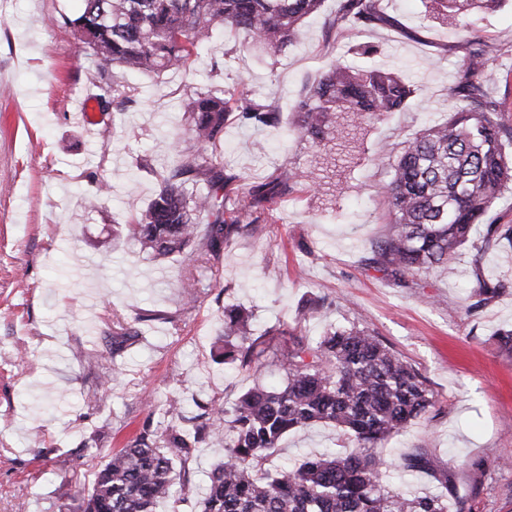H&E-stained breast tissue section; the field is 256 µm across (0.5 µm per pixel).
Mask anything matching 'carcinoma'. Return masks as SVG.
<instances>
[{"instance_id": "obj_1", "label": "carcinoma", "mask_w": 512, "mask_h": 512, "mask_svg": "<svg viewBox=\"0 0 512 512\" xmlns=\"http://www.w3.org/2000/svg\"><path fill=\"white\" fill-rule=\"evenodd\" d=\"M79 14L61 16L72 29L94 72L104 80L100 102L124 98L116 75L128 69L158 73L190 66L221 25L242 37L241 47L279 53L324 0H82ZM439 24L467 28L476 10L495 11L503 0H430ZM330 27L341 31L392 26L383 0H339ZM488 47L466 42L456 81L448 87V119L402 141L383 187L388 199L387 233L372 246L368 265L396 286L451 265L496 200L512 190V124L485 85ZM413 93L401 75L381 68L362 70L330 64L307 81L294 107L297 130L315 148L309 169L288 171V180L314 188L329 203L342 190L374 119L400 110ZM237 112L256 125L279 128L271 104L235 91L223 97L196 91L184 120L187 144L173 143V165L147 209L123 225L127 237L155 257L187 254L192 266H213L224 245L252 231L274 204L262 189L229 198L221 162L224 122ZM205 213L210 222L194 223ZM512 236V225L489 224L479 250ZM190 252H185L188 246ZM474 308L499 296L501 282L476 273ZM252 312L240 304L223 307L214 361L238 371H256L268 361L285 374L270 390L257 383L228 408L216 399L197 404L204 414L186 428L181 397L172 395L162 432L146 425L125 447L112 452L90 490L79 489L81 512H156L173 496L175 467H186L201 444L222 450L209 473L200 512H448L440 497L406 496L384 484L386 463L375 448L403 431L433 406L421 373L364 327L326 332L312 343L301 321L256 332ZM141 338L131 322H117L112 343L94 353L112 366ZM332 423L351 439L343 454H312L298 466L266 467L290 431Z\"/></svg>"}]
</instances>
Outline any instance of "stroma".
Masks as SVG:
<instances>
[{"label": "stroma", "instance_id": "1", "mask_svg": "<svg viewBox=\"0 0 512 512\" xmlns=\"http://www.w3.org/2000/svg\"><path fill=\"white\" fill-rule=\"evenodd\" d=\"M384 5L394 26L342 33L329 26L338 0H324L274 58L242 49L238 36L217 29L189 68L151 77L125 72L126 99L90 127L73 114L99 82L61 22L80 11L81 0H0V512H59L64 504L79 512L74 487L91 486L102 464L86 449L122 448L146 424L163 430L169 393L183 398L191 417L196 401L230 403L257 382L280 387L276 365L252 375L215 363L222 307L251 309L261 331L298 319L314 300L320 313L303 324L310 340L331 325L368 327L434 395L425 415L378 448L389 485L452 505L463 500L471 512H512V355L495 339L512 327V240L484 253L474 247L486 224H512V191L475 227L452 271L399 288L365 263L386 233L387 149L446 119L468 36L490 49L488 86L512 111V0L493 13H472L467 33L439 26L425 0ZM364 43L377 54H358ZM331 61L403 69L415 91L401 110L371 123L333 204L289 188L268 224L225 246L219 273L205 275L190 301L179 287L182 257L152 259L121 232L158 191L173 142L186 137L190 94L247 91L275 102L288 123L303 85ZM261 137L268 148L259 155L253 143ZM313 152L299 134L267 133L233 116L224 126V173L249 187L308 166ZM144 157L150 164L142 168ZM478 270L506 289L471 313ZM159 313L175 315L177 324L156 321ZM116 314L142 317L143 336L119 375L102 380L85 354L111 335ZM93 388L102 397L96 405L86 399ZM35 433L43 437L37 447ZM349 445L324 423L280 443L294 461ZM416 453L426 469L402 476L405 457ZM218 458L216 449L200 446L188 469L177 470L175 496L158 512H199Z\"/></svg>", "mask_w": 512, "mask_h": 512}]
</instances>
